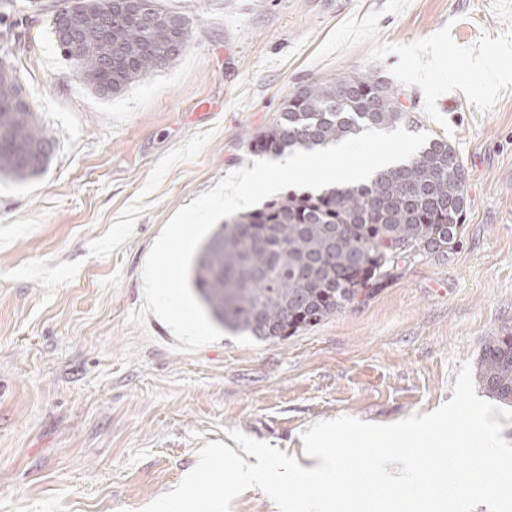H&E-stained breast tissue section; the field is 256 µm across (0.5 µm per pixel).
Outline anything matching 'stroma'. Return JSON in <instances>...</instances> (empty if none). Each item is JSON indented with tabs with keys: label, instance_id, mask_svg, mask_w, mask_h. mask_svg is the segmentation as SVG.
I'll use <instances>...</instances> for the list:
<instances>
[{
	"label": "stroma",
	"instance_id": "35a3bbf8",
	"mask_svg": "<svg viewBox=\"0 0 512 512\" xmlns=\"http://www.w3.org/2000/svg\"><path fill=\"white\" fill-rule=\"evenodd\" d=\"M59 2L0 0L25 15L18 38L0 23V63L56 140L41 175L0 182V512H142L231 429L314 468L310 425L436 410L512 332V0H160L188 47L109 99L54 43ZM355 72L456 146L460 246L284 341L227 331L183 353L155 315L130 325L172 215L252 166L290 92Z\"/></svg>",
	"mask_w": 512,
	"mask_h": 512
}]
</instances>
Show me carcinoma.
<instances>
[{"mask_svg":"<svg viewBox=\"0 0 512 512\" xmlns=\"http://www.w3.org/2000/svg\"><path fill=\"white\" fill-rule=\"evenodd\" d=\"M106 0L56 9L52 34L84 84L111 98L174 61L191 40L179 14L156 6L153 17L112 10V71L95 42ZM82 26L79 50L61 40L66 17ZM404 93L369 74L311 82L288 94L276 123L251 138L258 154L322 149L366 128L388 129L416 117ZM54 150L16 74L0 67V178L38 176ZM466 213V167L439 137L406 162L367 181L319 193L289 194L234 215L211 232L194 259L191 284L211 319L261 341L285 340L320 324L382 287L411 257L446 258L460 242ZM479 382L512 405V333L489 339Z\"/></svg>","mask_w":512,"mask_h":512,"instance_id":"obj_1","label":"carcinoma"}]
</instances>
